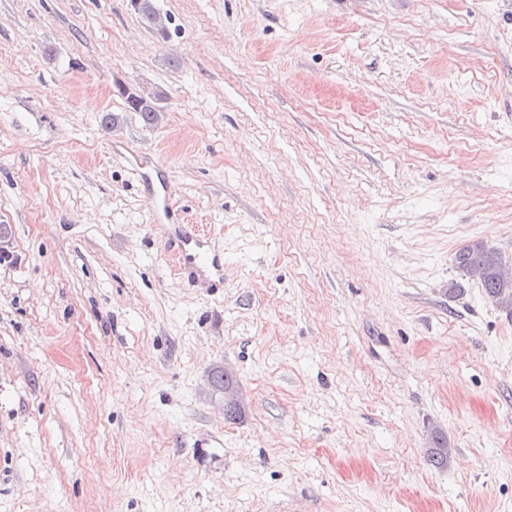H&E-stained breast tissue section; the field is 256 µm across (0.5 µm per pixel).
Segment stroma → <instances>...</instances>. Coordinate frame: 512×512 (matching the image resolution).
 Masks as SVG:
<instances>
[{
  "label": "stroma",
  "instance_id": "35a3bbf8",
  "mask_svg": "<svg viewBox=\"0 0 512 512\" xmlns=\"http://www.w3.org/2000/svg\"><path fill=\"white\" fill-rule=\"evenodd\" d=\"M153 3L0 0V512H512V0ZM119 94L124 98L126 107L129 111L139 112L143 121L147 124H153L158 120L159 112H162V108L158 105L157 96L155 92H148L146 90H135V93L143 101L144 104H153V106L142 105L136 99L133 98L132 93H128V87L122 85L118 88ZM178 237L179 266L188 273V277L198 281L200 277L208 279L211 286L224 284V256L211 247L209 238L198 233L174 230ZM485 241L463 245L451 257L452 265L463 276L475 278L487 298L512 319V278L503 279L498 270L507 261L496 248ZM479 272V273H477Z\"/></svg>",
  "mask_w": 512,
  "mask_h": 512
}]
</instances>
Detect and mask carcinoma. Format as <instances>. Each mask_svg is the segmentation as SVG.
Masks as SVG:
<instances>
[{"mask_svg": "<svg viewBox=\"0 0 512 512\" xmlns=\"http://www.w3.org/2000/svg\"><path fill=\"white\" fill-rule=\"evenodd\" d=\"M136 12L149 28L159 34L164 33L153 0H142ZM119 94L124 98L129 111L139 113L145 123L151 125L158 120L159 112L162 111L159 105L148 106L139 103L128 93V88L123 86L119 87ZM451 262L464 276L477 279L487 298L512 319V278L503 279L498 274L499 268L507 264L501 252L487 247L484 241H474L459 248L452 255ZM432 444V465L448 466L449 450L446 436L439 430L434 431Z\"/></svg>", "mask_w": 512, "mask_h": 512, "instance_id": "cac0c4a2", "label": "carcinoma"}]
</instances>
